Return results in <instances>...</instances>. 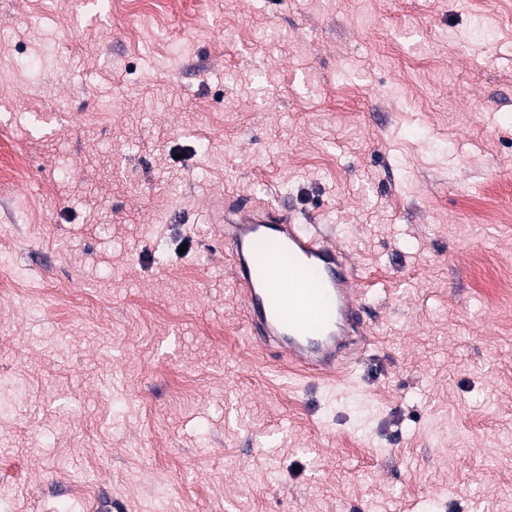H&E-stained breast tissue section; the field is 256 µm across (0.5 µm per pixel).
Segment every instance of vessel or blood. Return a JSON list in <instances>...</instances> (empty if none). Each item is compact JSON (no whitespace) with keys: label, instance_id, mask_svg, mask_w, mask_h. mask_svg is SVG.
<instances>
[{"label":"vessel or blood","instance_id":"1","mask_svg":"<svg viewBox=\"0 0 512 512\" xmlns=\"http://www.w3.org/2000/svg\"><path fill=\"white\" fill-rule=\"evenodd\" d=\"M229 238L246 310V335L310 376L335 371L340 354L370 334L356 273L322 228L292 211L258 214L237 204Z\"/></svg>","mask_w":512,"mask_h":512}]
</instances>
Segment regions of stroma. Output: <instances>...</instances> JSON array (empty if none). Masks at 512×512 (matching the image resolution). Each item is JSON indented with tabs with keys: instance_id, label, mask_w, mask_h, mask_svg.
<instances>
[{
	"instance_id": "obj_1",
	"label": "stroma",
	"mask_w": 512,
	"mask_h": 512,
	"mask_svg": "<svg viewBox=\"0 0 512 512\" xmlns=\"http://www.w3.org/2000/svg\"><path fill=\"white\" fill-rule=\"evenodd\" d=\"M0 140V512H512V0H0ZM237 196L357 267L339 376L248 342Z\"/></svg>"
}]
</instances>
